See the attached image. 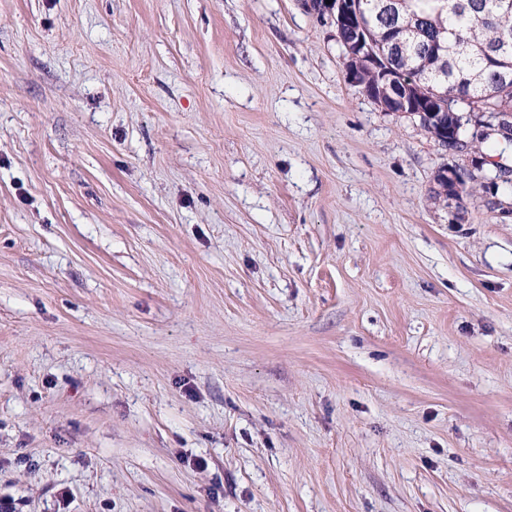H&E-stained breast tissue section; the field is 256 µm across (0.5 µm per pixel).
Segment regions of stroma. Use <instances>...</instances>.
Returning a JSON list of instances; mask_svg holds the SVG:
<instances>
[{"label": "stroma", "mask_w": 512, "mask_h": 512, "mask_svg": "<svg viewBox=\"0 0 512 512\" xmlns=\"http://www.w3.org/2000/svg\"><path fill=\"white\" fill-rule=\"evenodd\" d=\"M306 0H0V505L512 512V218ZM482 166H483V164H481V167H478V168L476 167L475 168L476 170H474L473 172H470L467 175L468 180L466 182V185H465L461 195H459V194L461 193V189L463 187L462 182H461L463 172L467 171L468 169H471V168L468 165L462 166V164H455L452 166L441 167L437 171L434 181L436 182L439 191L445 193V196L448 193V199L446 197H444L438 191H434V195L432 196L433 199L435 201H444V202H447L448 200L456 201V198L459 195L458 205L461 206V205H463L464 196H467L470 194L467 190L468 184H470V183H478L479 187L482 189L483 193H486V194L489 193L490 197L496 198L498 188H499V182L505 183V184H508V183L511 184L512 180L511 181L502 180V181H498V182H494V181L490 182V180L495 176V174L493 172V175L490 177L485 176V174L478 175L477 173L482 172Z\"/></svg>", "instance_id": "35a3bbf8"}]
</instances>
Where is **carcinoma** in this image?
Wrapping results in <instances>:
<instances>
[{"instance_id":"1","label":"carcinoma","mask_w":512,"mask_h":512,"mask_svg":"<svg viewBox=\"0 0 512 512\" xmlns=\"http://www.w3.org/2000/svg\"><path fill=\"white\" fill-rule=\"evenodd\" d=\"M371 18L369 35L388 46L389 67L406 84L432 87L453 105V112L437 106L438 121L424 115L419 125L449 152L472 150L474 144L497 138L512 144V136L486 129L482 114L512 106V3L509 0H358ZM345 68L353 65L348 48L358 31L343 25L336 30ZM359 83L384 112L399 106L380 92L377 71L358 64ZM490 195L491 209L502 210L495 201L499 183L482 174V168L467 175Z\"/></svg>"}]
</instances>
